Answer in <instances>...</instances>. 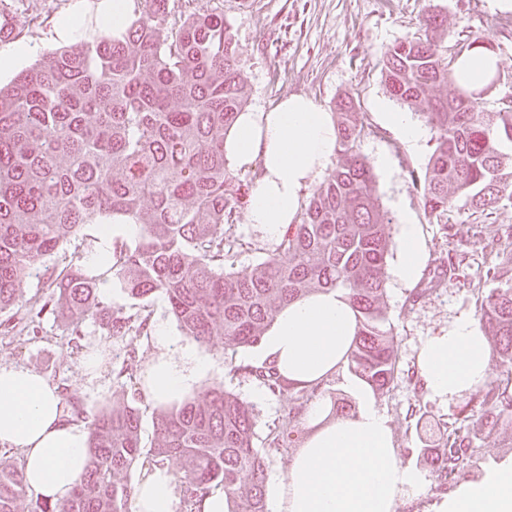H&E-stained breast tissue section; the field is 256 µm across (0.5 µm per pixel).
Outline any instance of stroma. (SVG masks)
<instances>
[{
    "label": "stroma",
    "mask_w": 512,
    "mask_h": 512,
    "mask_svg": "<svg viewBox=\"0 0 512 512\" xmlns=\"http://www.w3.org/2000/svg\"><path fill=\"white\" fill-rule=\"evenodd\" d=\"M74 2L22 0L34 20L21 35H0V52H10L19 44L30 45L32 51L18 60L14 70L0 72L1 85L31 66L45 49L56 47L53 29ZM190 9L199 14L220 11L230 22L248 108H267L285 96L304 94L329 110L340 95L351 91L367 121L381 131L379 137L364 140L361 153L373 168L381 201L393 219L389 226L392 240L400 238L402 217L410 216L420 226L425 261L415 282L387 280L384 301L398 356L387 392L367 400L386 414L402 462L417 466L420 441L428 437L430 427L447 425L462 403L476 409L483 399L477 390L461 403L442 405L431 400L423 387L417 355L424 338L446 332L458 314L475 313L473 289L484 280L487 246L498 240L501 227L512 225V204L501 205L481 224L472 223L464 214L453 215L450 234L443 225L429 222L415 178L423 174L434 140L425 138L421 149L412 151L385 123L384 113L401 111L402 106L384 88L382 54L393 43L415 36L428 13L447 15L457 51H466L476 36L488 37L495 45L498 80L483 88L476 103L477 109L492 111L501 99L512 97V11L497 7L496 0H192ZM383 157L390 160V169L380 166ZM234 232L237 270L249 269L267 257L272 244L262 225L248 223L242 215ZM461 242L467 245L465 276L457 283L440 284L448 254ZM21 288L11 309L13 329L0 332V364L33 369L57 387L68 388L85 415L104 407H123L127 395L114 372L132 354L137 373H144L159 351L153 336L131 334L115 339L106 334L100 321L91 319L81 325L80 342L71 343L66 323L39 309L51 293L45 278L32 275ZM99 299L114 311L129 312L145 305L152 323L165 324L181 345L194 344L192 337L183 334L163 295L140 303L112 285L100 292ZM198 351L210 359L212 369L196 380L191 396L221 384L250 403L256 415L254 441L270 451L268 477H283L291 457L270 450L269 445L289 424L304 425L303 410L291 409L287 395L272 393L260 381L230 373V360L252 357L253 348L229 355L216 339ZM93 354L100 362L90 373L85 363ZM367 400L357 395L351 398L358 407Z\"/></svg>",
    "instance_id": "obj_1"
}]
</instances>
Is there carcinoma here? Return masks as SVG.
Segmentation results:
<instances>
[{
	"label": "carcinoma",
	"mask_w": 512,
	"mask_h": 512,
	"mask_svg": "<svg viewBox=\"0 0 512 512\" xmlns=\"http://www.w3.org/2000/svg\"><path fill=\"white\" fill-rule=\"evenodd\" d=\"M140 16L123 39L102 34L44 50L0 87V314L19 297L37 264L65 250L84 225L128 219L142 226L133 246L112 242L107 278L133 299L163 295L184 333L224 349L260 341L277 312L312 293L340 289L356 313L348 370L375 395L387 391L397 341L384 308L392 218L384 210L361 143L380 135L355 98L336 100V169L309 198L301 219L287 225L270 254L248 270L234 267L232 234L249 183L228 169L224 141L247 103L236 44L224 13L175 10L170 0H136ZM448 53V21L425 17L422 33L388 47L382 78L389 95L422 115L435 147L419 179L421 204L433 224L453 230L451 213L478 220L512 203V99L478 112ZM465 250L448 256L443 280L464 275ZM512 253L489 252L478 287L481 332L499 362L485 386L482 412L463 406L438 443L418 460L436 474L434 490L473 476L480 431L512 426V278L501 274ZM50 313L72 334L100 317L122 338L148 335L150 314L100 307V279L82 257L59 272L45 267ZM288 400L315 397L268 368L230 365ZM130 401L103 408L89 422L87 462L71 497L37 502L35 512H126L133 466L181 464L184 512H204L221 490L227 512H266L269 449L254 442L251 404L223 386L155 416L156 442L141 445L133 357L116 374ZM301 430L278 433L275 451L297 447ZM23 468L0 463V512H17L26 495Z\"/></svg>",
	"instance_id": "cac0c4a2"
}]
</instances>
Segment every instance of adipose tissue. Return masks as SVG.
<instances>
[{"label": "adipose tissue", "mask_w": 512, "mask_h": 512, "mask_svg": "<svg viewBox=\"0 0 512 512\" xmlns=\"http://www.w3.org/2000/svg\"><path fill=\"white\" fill-rule=\"evenodd\" d=\"M138 16L135 0H98V29L123 37ZM498 68L495 53L462 54L455 63L460 84L481 90ZM336 124L330 112L304 95L292 94L268 109L240 113L224 152L237 166L260 162L261 175L249 197V223L263 225L278 240L298 222L308 189L321 181L336 157ZM140 225L124 220L92 227L84 261L104 266L113 240L139 236ZM424 262L418 225L401 226L396 280L417 279ZM356 331L343 292L313 293L282 309L267 330L254 363L270 366L294 383L312 384L339 372ZM159 354L147 367L143 390L159 404L181 399L210 365L176 347L163 325L154 330ZM418 364L428 394L441 402L461 399L491 377L487 342L470 315H458L447 332L426 339ZM326 405L314 400L306 422L313 432L271 490L270 512H394L400 496L420 494L424 477L402 464L389 420L372 404L351 419L326 422ZM89 432L64 409L56 387L35 370L0 364V446L23 456L26 487L42 500L66 501L85 465ZM175 477L166 467L142 471L135 481L133 512H174ZM434 512H512V458L476 481L461 482Z\"/></svg>", "instance_id": "1"}]
</instances>
